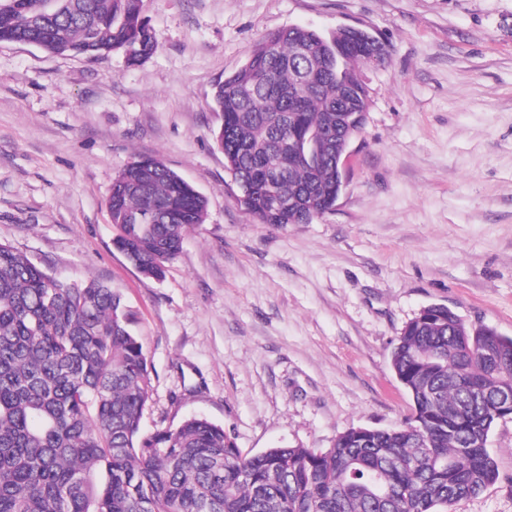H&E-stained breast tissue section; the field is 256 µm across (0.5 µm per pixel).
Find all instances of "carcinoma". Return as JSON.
<instances>
[{"label": "carcinoma", "mask_w": 512, "mask_h": 512, "mask_svg": "<svg viewBox=\"0 0 512 512\" xmlns=\"http://www.w3.org/2000/svg\"><path fill=\"white\" fill-rule=\"evenodd\" d=\"M128 63L151 56L142 0H0V43ZM367 54L341 31L266 34L217 84V142L262 224H308L336 204L340 138L363 126ZM319 129L324 137L306 143ZM107 206L113 245L159 278L207 202L157 157L128 164ZM132 314L105 283L56 277L0 243V512H448L498 478L487 448L512 390V338L429 305L402 329L392 369L412 412L390 429L357 427L318 451L247 455L224 428L191 417L152 433L141 422L150 371Z\"/></svg>", "instance_id": "obj_1"}]
</instances>
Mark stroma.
<instances>
[{"mask_svg": "<svg viewBox=\"0 0 512 512\" xmlns=\"http://www.w3.org/2000/svg\"><path fill=\"white\" fill-rule=\"evenodd\" d=\"M159 46L55 55L0 43V242L63 279L118 290L150 363L143 426L203 416L244 453L327 449L391 428L411 400L402 328L444 304L512 337V0H143ZM366 30L368 110L335 207L308 224L247 214L224 167L213 94L262 37ZM156 156L208 202L160 278L113 244L112 182ZM498 478L451 512H512V417Z\"/></svg>", "mask_w": 512, "mask_h": 512, "instance_id": "obj_1", "label": "stroma"}]
</instances>
